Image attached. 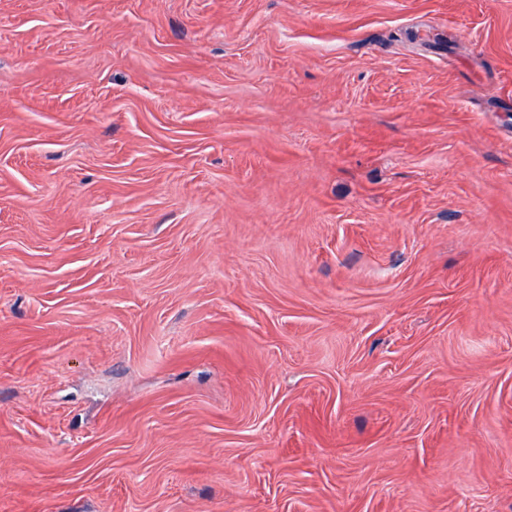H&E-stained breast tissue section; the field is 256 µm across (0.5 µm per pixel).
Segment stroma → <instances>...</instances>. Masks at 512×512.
<instances>
[{"label":"stroma","mask_w":512,"mask_h":512,"mask_svg":"<svg viewBox=\"0 0 512 512\" xmlns=\"http://www.w3.org/2000/svg\"><path fill=\"white\" fill-rule=\"evenodd\" d=\"M0 512H512V0H0Z\"/></svg>","instance_id":"1"}]
</instances>
